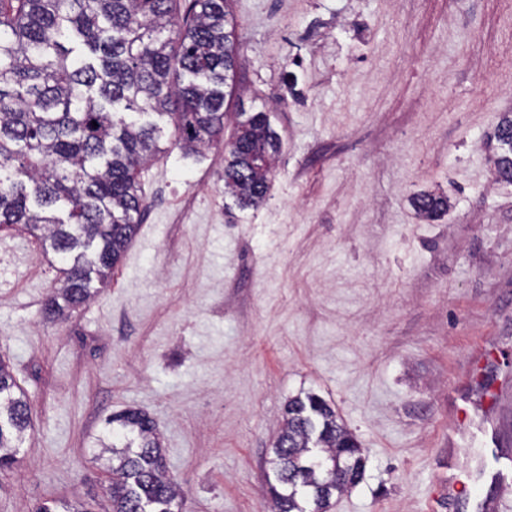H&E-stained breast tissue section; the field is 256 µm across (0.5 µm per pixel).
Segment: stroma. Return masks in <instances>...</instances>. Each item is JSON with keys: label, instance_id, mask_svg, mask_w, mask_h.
Listing matches in <instances>:
<instances>
[{"label": "stroma", "instance_id": "35a3bbf8", "mask_svg": "<svg viewBox=\"0 0 512 512\" xmlns=\"http://www.w3.org/2000/svg\"><path fill=\"white\" fill-rule=\"evenodd\" d=\"M239 54L224 135L140 172V230L65 322L42 243L0 235V360L30 403L0 512H103L107 420L147 412L182 512H269L290 397L320 396L366 456L329 512H470L449 472L512 498V184L493 133L512 112V0H227ZM280 139L265 202L224 190L239 109ZM447 196L419 217L414 197ZM495 444L460 432L459 405Z\"/></svg>", "mask_w": 512, "mask_h": 512}]
</instances>
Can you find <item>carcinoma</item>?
I'll list each match as a JSON object with an SVG mask.
<instances>
[{
  "instance_id": "cac0c4a2",
  "label": "carcinoma",
  "mask_w": 512,
  "mask_h": 512,
  "mask_svg": "<svg viewBox=\"0 0 512 512\" xmlns=\"http://www.w3.org/2000/svg\"><path fill=\"white\" fill-rule=\"evenodd\" d=\"M0 0V225H19L67 261L61 286L43 305L64 318L106 283L139 230L138 176L160 151L158 127L136 125L114 107L169 116L186 150L224 133L225 89L238 54L226 0ZM224 189L242 207L262 204L280 139L266 113H237ZM497 143V179L512 183V114ZM418 213L436 219L448 198L421 194ZM30 404L0 361V471L18 462ZM126 442H100L109 455V512H180L154 421L140 409L112 417ZM273 512H313L362 478L365 457L336 411L318 397L288 400L274 444ZM345 459L355 474L334 470Z\"/></svg>"
}]
</instances>
